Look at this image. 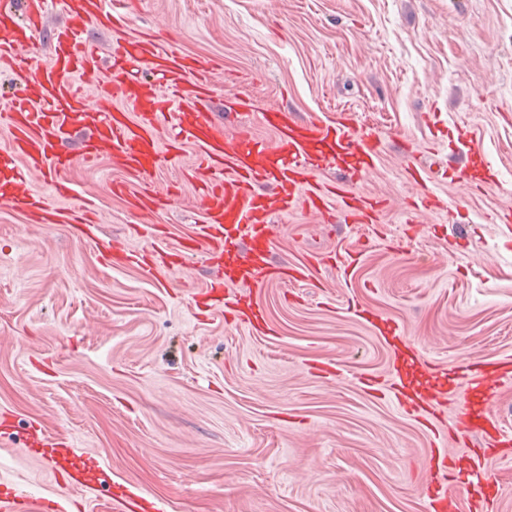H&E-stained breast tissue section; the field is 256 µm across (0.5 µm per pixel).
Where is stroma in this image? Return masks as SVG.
<instances>
[{
	"instance_id": "35a3bbf8",
	"label": "stroma",
	"mask_w": 512,
	"mask_h": 512,
	"mask_svg": "<svg viewBox=\"0 0 512 512\" xmlns=\"http://www.w3.org/2000/svg\"><path fill=\"white\" fill-rule=\"evenodd\" d=\"M130 31L166 32L187 53L218 58L212 110L247 97L249 121L271 108L296 118L352 114L382 141L357 191L384 197L379 224L278 218L276 258L324 254L307 283L254 289L275 329L254 336L191 294L215 275L204 255L166 287L102 266L94 243L61 225L29 224L0 207V483L53 498L44 463L24 446L29 425L74 438L109 486L77 493L65 512H112L114 487L162 512H430L426 466L448 447L364 380L395 372L454 390L471 358H512V0H135ZM480 127L472 150L464 128ZM449 190L444 212L405 219L409 148ZM180 163L151 177L171 199L153 222L178 244L203 220ZM109 160L66 175L94 194L103 238L142 216L107 185ZM489 178L490 188L475 190ZM362 259L347 267L346 252ZM397 324L392 347L359 317ZM335 364L337 376L312 374ZM496 488L482 512H512V446L478 448Z\"/></svg>"
}]
</instances>
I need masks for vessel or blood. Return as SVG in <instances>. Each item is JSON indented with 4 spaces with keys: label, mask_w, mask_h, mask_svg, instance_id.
Returning a JSON list of instances; mask_svg holds the SVG:
<instances>
[{
    "label": "vessel or blood",
    "mask_w": 512,
    "mask_h": 512,
    "mask_svg": "<svg viewBox=\"0 0 512 512\" xmlns=\"http://www.w3.org/2000/svg\"><path fill=\"white\" fill-rule=\"evenodd\" d=\"M61 4L66 19L54 29L50 54L42 60L34 37L45 20L47 0H0V72L14 80L13 92L0 98V127L8 131V143L0 147L1 207L20 206L31 224H64L90 234L88 205L70 204L66 175L106 158L123 173L110 185L113 196L127 199L148 218L168 199L150 184L152 172L179 162L183 147L192 145L197 159L187 177L197 186L204 224L185 243L162 246L156 225L147 221L133 234L150 236L153 245L136 247L115 238L98 244L99 257L106 268H134L155 279L178 269L190 255L204 254L217 269L205 289L213 308L225 309L251 329L264 320L251 288L308 278L307 266L274 259V216L300 211L342 224L381 223L386 200L355 189L380 159L376 133L355 127L347 116L323 122L270 110L262 122L274 136L261 138L237 121L251 109L250 99L231 97L223 116L213 113L218 70L212 60L186 54L171 41L128 32L127 0ZM94 25L110 31L107 51L89 37ZM142 69L152 72L153 80H140ZM80 129L88 136L75 155L69 142ZM342 162L350 165L346 180H318V170ZM407 174L415 193L410 223H417L422 212L447 210L446 197L427 188L423 169L411 165ZM463 380L465 386L482 387L491 407L498 391L512 386V364L476 368ZM366 389L393 397L431 433L439 432L436 412L449 399L447 392L410 394L399 378H373ZM454 401L453 445L465 448L475 438L489 448L512 441V429L499 419H491L486 429L474 426L466 395ZM51 471L73 489L83 483L86 463L67 454ZM425 492L434 512H465L447 455L431 459ZM49 507V500L39 496L0 495V512H48Z\"/></svg>",
    "instance_id": "1"
}]
</instances>
